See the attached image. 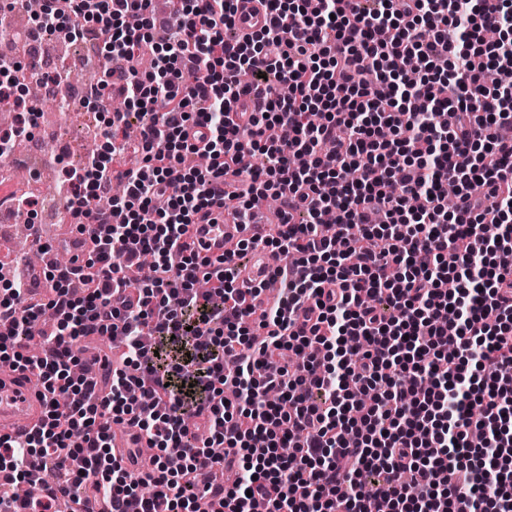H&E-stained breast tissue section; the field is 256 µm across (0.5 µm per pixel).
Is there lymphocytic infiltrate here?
<instances>
[{"mask_svg":"<svg viewBox=\"0 0 512 512\" xmlns=\"http://www.w3.org/2000/svg\"><path fill=\"white\" fill-rule=\"evenodd\" d=\"M178 2L158 42L152 0L34 18L101 34L98 98H120L139 138L107 122L62 184L72 224L97 232L83 265L48 272L45 305L0 276V358L45 401L0 437V512H512V0H260L244 39L235 0ZM270 197L267 233L215 258L187 244L213 208L242 224ZM260 245L284 260L272 303L237 285ZM146 254L153 276L131 280ZM116 335L101 377L73 376L78 343ZM123 422L150 473L113 455ZM217 467L232 485L197 483Z\"/></svg>","mask_w":512,"mask_h":512,"instance_id":"1","label":"lymphocytic infiltrate"}]
</instances>
